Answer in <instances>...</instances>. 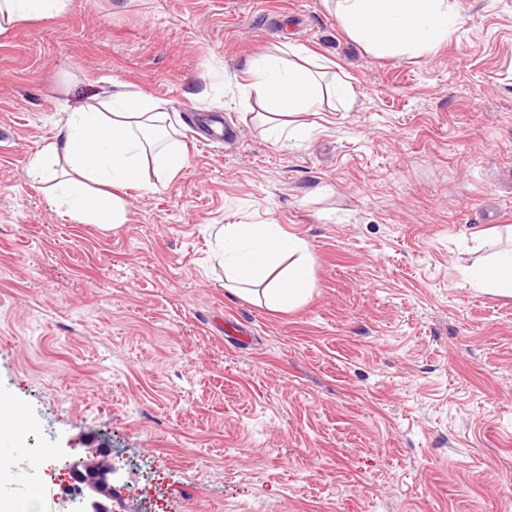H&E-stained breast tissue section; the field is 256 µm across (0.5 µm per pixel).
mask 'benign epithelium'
Instances as JSON below:
<instances>
[{
  "label": "benign epithelium",
  "instance_id": "7a95c632",
  "mask_svg": "<svg viewBox=\"0 0 512 512\" xmlns=\"http://www.w3.org/2000/svg\"><path fill=\"white\" fill-rule=\"evenodd\" d=\"M105 454L99 449L88 458H80L69 464L70 479L79 483V496L73 498L78 512H115L112 475L116 468L108 463L99 465L96 458Z\"/></svg>",
  "mask_w": 512,
  "mask_h": 512
}]
</instances>
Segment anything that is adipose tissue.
<instances>
[{"mask_svg":"<svg viewBox=\"0 0 512 512\" xmlns=\"http://www.w3.org/2000/svg\"><path fill=\"white\" fill-rule=\"evenodd\" d=\"M71 0H0V33L22 22L65 14ZM349 36L368 51L402 56L447 42L464 19L448 0H329ZM249 91L273 116L269 138L299 145L315 128L325 97H349L350 85L325 80L322 64L296 44L250 61ZM182 125L163 100L113 83L104 100L68 112L50 143L35 156L28 178L50 187L49 204L80 224H122L123 191L166 185L184 169L188 156ZM492 251L473 268L471 287L512 298V247L498 248V232L480 234ZM214 261L224 269L235 296L259 293L265 305L288 311L312 291V257L304 240L276 224H227L215 234Z\"/></svg>","mask_w":512,"mask_h":512,"instance_id":"ef3b65f1","label":"adipose tissue"}]
</instances>
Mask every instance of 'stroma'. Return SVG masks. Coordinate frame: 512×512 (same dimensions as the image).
I'll return each instance as SVG.
<instances>
[{
  "label": "stroma",
  "mask_w": 512,
  "mask_h": 512,
  "mask_svg": "<svg viewBox=\"0 0 512 512\" xmlns=\"http://www.w3.org/2000/svg\"><path fill=\"white\" fill-rule=\"evenodd\" d=\"M455 6L402 57L323 0H72L0 35V399L40 459L7 458L0 500L69 512L65 462L106 448L122 512H512V299L467 281L512 225V0ZM287 42L354 91L299 147L241 95ZM109 79L178 114L188 164L103 228L26 170ZM267 223L313 258L287 313L211 258L214 226Z\"/></svg>",
  "instance_id": "1"
}]
</instances>
